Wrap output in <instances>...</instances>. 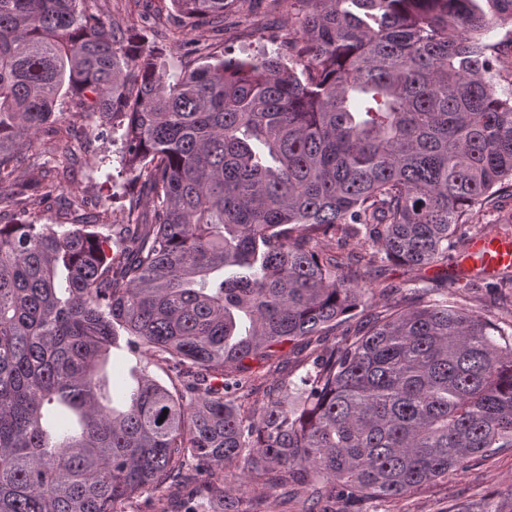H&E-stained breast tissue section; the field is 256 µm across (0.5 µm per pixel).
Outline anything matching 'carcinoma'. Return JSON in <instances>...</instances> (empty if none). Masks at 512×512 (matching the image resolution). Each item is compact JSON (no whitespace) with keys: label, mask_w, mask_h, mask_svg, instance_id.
<instances>
[{"label":"carcinoma","mask_w":512,"mask_h":512,"mask_svg":"<svg viewBox=\"0 0 512 512\" xmlns=\"http://www.w3.org/2000/svg\"><path fill=\"white\" fill-rule=\"evenodd\" d=\"M84 0H0V210L63 197L73 168L32 169L36 135L72 160L82 134L121 141L120 173L153 209L103 223L0 224V512H260L232 497L304 488V512L418 494L512 448V345L435 282L373 313L310 361L291 396L255 412L238 392L273 346L319 336L369 300L347 273L448 265L512 214L474 223L512 193V81L486 36L512 0H288L277 50L245 57L182 40L202 61L166 72L134 21ZM233 0H155L173 24L224 30ZM375 251L320 252L318 240ZM125 333L136 386L113 406L106 372ZM171 370V386L148 374ZM168 414H163V410Z\"/></svg>","instance_id":"1"}]
</instances>
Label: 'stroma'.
<instances>
[{"mask_svg":"<svg viewBox=\"0 0 512 512\" xmlns=\"http://www.w3.org/2000/svg\"><path fill=\"white\" fill-rule=\"evenodd\" d=\"M297 21L286 0H235L224 19L223 48L236 57L260 48L276 49L286 44L288 29ZM106 174V169L86 166L66 183L65 192L99 200L105 205L107 221L111 224L124 223L130 201H137L141 211H150L148 196L133 195L128 187L112 186ZM410 279V274L397 265L358 268L356 281L360 287L383 284L386 292L375 295L367 305L345 316L341 324L323 335L279 347L278 366L253 367L246 387L247 405L260 408L265 393L283 381L299 383L307 370L309 355L333 350L344 336L354 333L367 315L394 306H410L413 297L406 288ZM458 301L497 321L512 309V288L493 290L478 281L462 290ZM358 509L359 512H512V448L481 460L466 471L449 475L420 494L395 502L367 500Z\"/></svg>","mask_w":512,"mask_h":512,"instance_id":"35a3bbf8","label":"stroma"}]
</instances>
